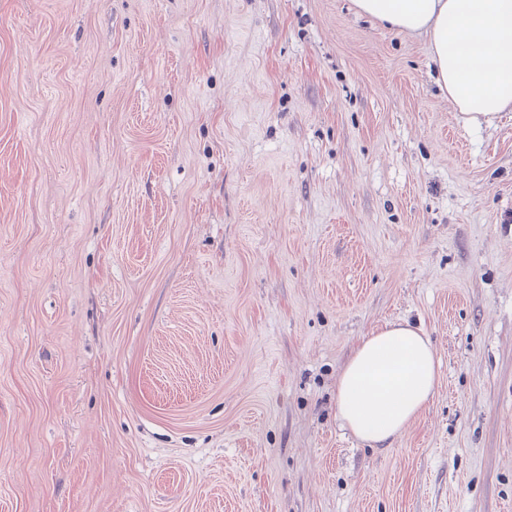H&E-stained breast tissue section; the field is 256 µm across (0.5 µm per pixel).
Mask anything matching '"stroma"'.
<instances>
[{
	"instance_id": "35a3bbf8",
	"label": "stroma",
	"mask_w": 512,
	"mask_h": 512,
	"mask_svg": "<svg viewBox=\"0 0 512 512\" xmlns=\"http://www.w3.org/2000/svg\"><path fill=\"white\" fill-rule=\"evenodd\" d=\"M0 512H512V112L352 0H0ZM431 341L408 322L364 336L336 384V409L355 437L378 447L424 409L438 379Z\"/></svg>"
}]
</instances>
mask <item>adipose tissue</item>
Masks as SVG:
<instances>
[{"label": "adipose tissue", "instance_id": "obj_1", "mask_svg": "<svg viewBox=\"0 0 512 512\" xmlns=\"http://www.w3.org/2000/svg\"><path fill=\"white\" fill-rule=\"evenodd\" d=\"M359 14L427 36L437 83L465 124L512 112V0H353ZM438 379L428 337L394 322L363 337L336 384L345 428L378 447L424 409Z\"/></svg>", "mask_w": 512, "mask_h": 512}]
</instances>
